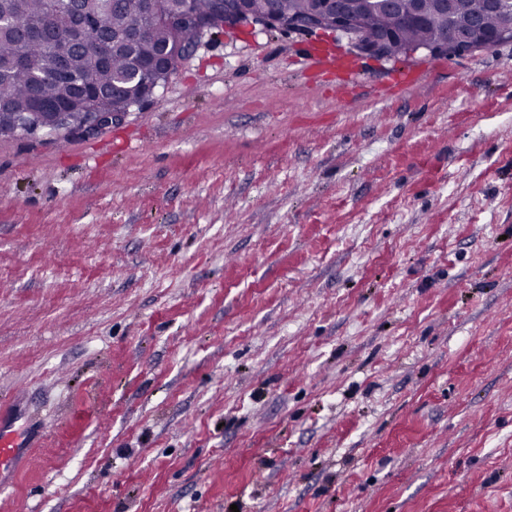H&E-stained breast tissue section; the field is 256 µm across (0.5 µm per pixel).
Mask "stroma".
Wrapping results in <instances>:
<instances>
[{
  "label": "stroma",
  "mask_w": 512,
  "mask_h": 512,
  "mask_svg": "<svg viewBox=\"0 0 512 512\" xmlns=\"http://www.w3.org/2000/svg\"><path fill=\"white\" fill-rule=\"evenodd\" d=\"M224 31L0 137V512H512V41ZM22 448H27L21 434L13 428L12 421L0 416V474L9 471Z\"/></svg>",
  "instance_id": "35a3bbf8"
}]
</instances>
